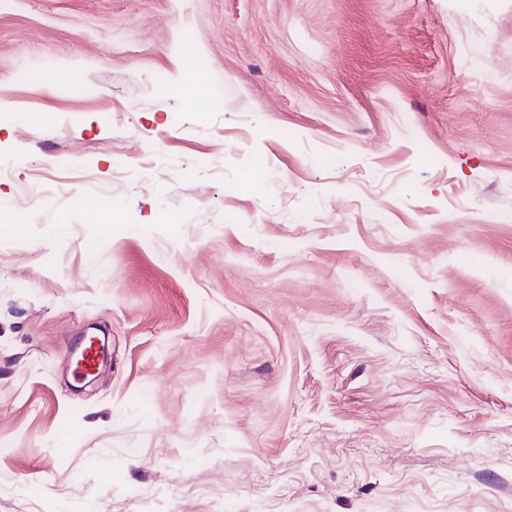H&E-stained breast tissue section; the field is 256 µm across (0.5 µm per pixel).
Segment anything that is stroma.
<instances>
[{
  "label": "stroma",
  "mask_w": 512,
  "mask_h": 512,
  "mask_svg": "<svg viewBox=\"0 0 512 512\" xmlns=\"http://www.w3.org/2000/svg\"><path fill=\"white\" fill-rule=\"evenodd\" d=\"M0 164V512H512V0H0ZM175 90L193 101L199 100L204 95L209 96V91H204V87L199 78L198 67L188 71L176 85Z\"/></svg>",
  "instance_id": "1"
}]
</instances>
